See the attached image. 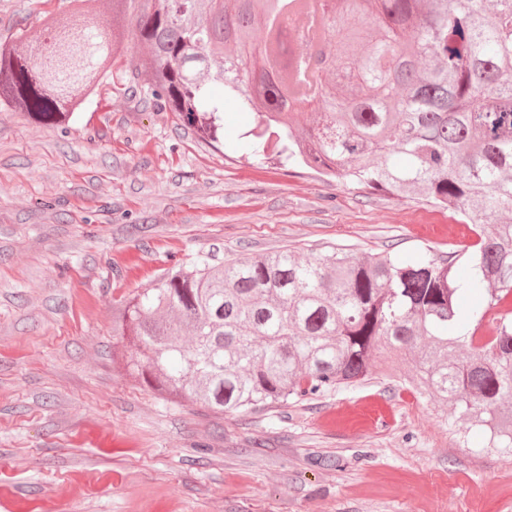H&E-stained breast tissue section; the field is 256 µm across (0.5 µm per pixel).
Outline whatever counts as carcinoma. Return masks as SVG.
<instances>
[{
	"mask_svg": "<svg viewBox=\"0 0 512 512\" xmlns=\"http://www.w3.org/2000/svg\"><path fill=\"white\" fill-rule=\"evenodd\" d=\"M73 2L43 45L0 48V101L54 127L134 42L151 98L184 125L218 136L212 86L231 89L276 122L243 157L424 194L478 235L439 259L286 250L171 269L112 321L128 375L231 413L361 384L373 354L404 355L419 388L460 409L487 447L511 449L512 0H277L269 16L260 0ZM491 310L490 336L473 342Z\"/></svg>",
	"mask_w": 512,
	"mask_h": 512,
	"instance_id": "obj_1",
	"label": "carcinoma"
}]
</instances>
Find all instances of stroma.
I'll list each match as a JSON object with an SVG mask.
<instances>
[{"label":"stroma","instance_id":"obj_1","mask_svg":"<svg viewBox=\"0 0 512 512\" xmlns=\"http://www.w3.org/2000/svg\"><path fill=\"white\" fill-rule=\"evenodd\" d=\"M71 0H0V44ZM132 48L55 128L0 104V512H512V454L409 365L289 405L213 414L112 360L121 300L176 262L288 249L408 260L468 244L459 214L234 146L145 94Z\"/></svg>","mask_w":512,"mask_h":512}]
</instances>
